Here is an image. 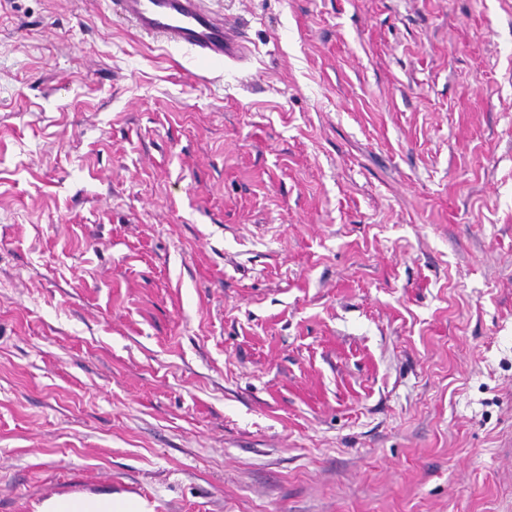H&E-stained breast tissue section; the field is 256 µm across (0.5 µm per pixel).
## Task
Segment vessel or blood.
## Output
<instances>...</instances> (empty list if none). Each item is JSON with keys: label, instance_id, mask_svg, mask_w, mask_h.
Segmentation results:
<instances>
[{"label": "vessel or blood", "instance_id": "1", "mask_svg": "<svg viewBox=\"0 0 512 512\" xmlns=\"http://www.w3.org/2000/svg\"><path fill=\"white\" fill-rule=\"evenodd\" d=\"M116 16L132 23L147 37L191 50L203 60L239 63L246 58L241 37L225 27L222 18L203 0H111Z\"/></svg>", "mask_w": 512, "mask_h": 512}]
</instances>
